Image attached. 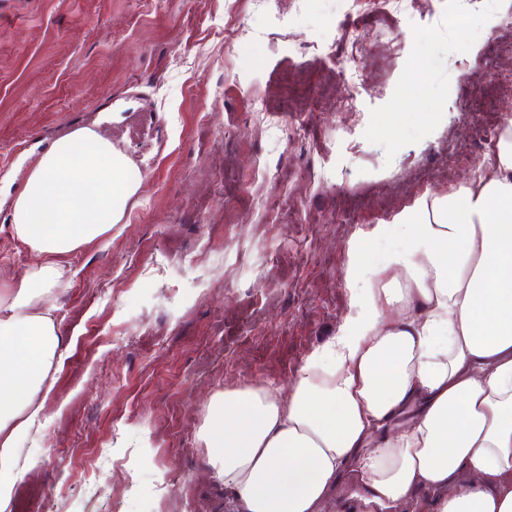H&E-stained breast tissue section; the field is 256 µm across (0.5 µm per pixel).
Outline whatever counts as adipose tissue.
I'll use <instances>...</instances> for the list:
<instances>
[{
	"label": "adipose tissue",
	"mask_w": 512,
	"mask_h": 512,
	"mask_svg": "<svg viewBox=\"0 0 512 512\" xmlns=\"http://www.w3.org/2000/svg\"><path fill=\"white\" fill-rule=\"evenodd\" d=\"M140 180L92 129L56 139L12 200L41 261L0 292V512L67 347L38 303L66 257L120 223ZM407 245L364 266L365 242ZM348 311L287 399L264 382L214 393L200 438L235 512H322L348 474L363 512H512V121L489 168L423 193L345 247Z\"/></svg>",
	"instance_id": "obj_1"
}]
</instances>
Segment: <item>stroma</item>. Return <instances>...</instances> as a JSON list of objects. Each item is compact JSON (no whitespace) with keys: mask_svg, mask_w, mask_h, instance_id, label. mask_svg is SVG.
Listing matches in <instances>:
<instances>
[{"mask_svg":"<svg viewBox=\"0 0 512 512\" xmlns=\"http://www.w3.org/2000/svg\"><path fill=\"white\" fill-rule=\"evenodd\" d=\"M459 11L0 0V289L37 262L11 204L53 140L93 129L140 177L43 298L68 348L6 512H234L199 438L210 396L287 397L347 311L346 242L477 175L480 132L512 112V0ZM360 40L353 91L337 66Z\"/></svg>","mask_w":512,"mask_h":512,"instance_id":"35a3bbf8","label":"stroma"}]
</instances>
